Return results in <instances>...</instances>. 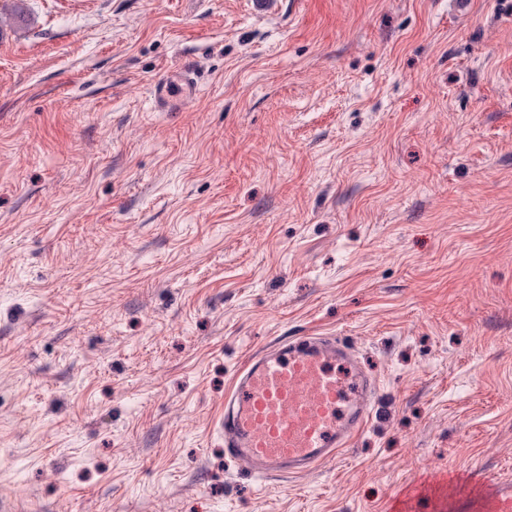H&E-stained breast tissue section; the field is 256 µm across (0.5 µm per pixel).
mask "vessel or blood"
Masks as SVG:
<instances>
[{"mask_svg": "<svg viewBox=\"0 0 512 512\" xmlns=\"http://www.w3.org/2000/svg\"><path fill=\"white\" fill-rule=\"evenodd\" d=\"M199 88L192 59L155 83L152 106L178 111ZM378 384L334 336L282 337L251 355L225 393L217 427L224 457L261 480H280L335 458L366 427Z\"/></svg>", "mask_w": 512, "mask_h": 512, "instance_id": "1", "label": "vessel or blood"}]
</instances>
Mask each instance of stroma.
<instances>
[{
  "instance_id": "35a3bbf8",
  "label": "stroma",
  "mask_w": 512,
  "mask_h": 512,
  "mask_svg": "<svg viewBox=\"0 0 512 512\" xmlns=\"http://www.w3.org/2000/svg\"><path fill=\"white\" fill-rule=\"evenodd\" d=\"M196 99L157 112L180 55ZM379 386L257 482L249 353ZM483 512L512 492V0H0V498L22 512ZM377 395L342 339L281 337L232 378L217 427L224 458L261 480L306 472L349 447Z\"/></svg>"
}]
</instances>
